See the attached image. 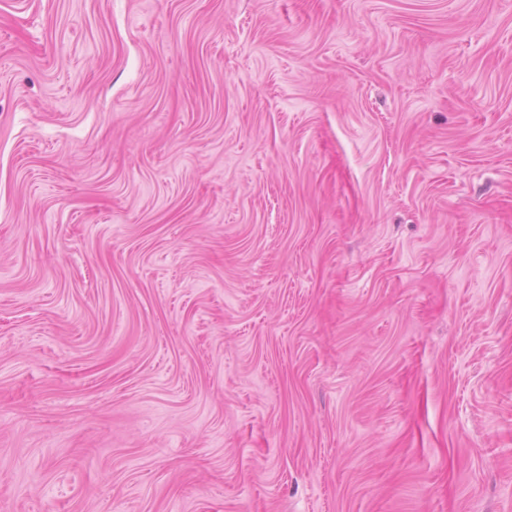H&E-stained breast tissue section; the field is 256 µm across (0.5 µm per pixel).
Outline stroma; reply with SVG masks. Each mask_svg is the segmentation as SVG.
Segmentation results:
<instances>
[{"label": "stroma", "mask_w": 512, "mask_h": 512, "mask_svg": "<svg viewBox=\"0 0 512 512\" xmlns=\"http://www.w3.org/2000/svg\"><path fill=\"white\" fill-rule=\"evenodd\" d=\"M0 512H512V0H0Z\"/></svg>", "instance_id": "stroma-1"}]
</instances>
